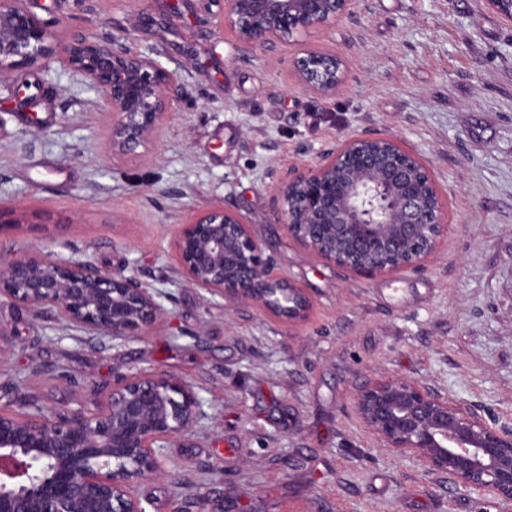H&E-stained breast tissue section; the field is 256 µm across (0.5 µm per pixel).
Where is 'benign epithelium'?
Listing matches in <instances>:
<instances>
[{
	"instance_id": "obj_1",
	"label": "benign epithelium",
	"mask_w": 512,
	"mask_h": 512,
	"mask_svg": "<svg viewBox=\"0 0 512 512\" xmlns=\"http://www.w3.org/2000/svg\"><path fill=\"white\" fill-rule=\"evenodd\" d=\"M28 0H0V75L25 89L26 70L58 62L79 74L110 116L114 159L142 155L177 115L185 84L124 34L61 40ZM219 31L265 52L328 30L358 0H212ZM297 83L331 103L346 77L342 56L306 49L291 60ZM275 220L327 262L357 273L418 269L447 228L446 204L425 161L390 137L356 135L287 170L275 184ZM20 220L0 202V235ZM182 276L233 304L300 319L309 300L272 275L251 222L225 209L181 225ZM49 309L92 337L134 336L164 312L162 291L74 258L24 254L0 261V298ZM354 409L380 445L481 491L512 512V427L416 380L376 377L356 387ZM205 416L192 384L173 374L123 376L94 412L57 415L0 406V512H147L140 480L166 475L167 448Z\"/></svg>"
}]
</instances>
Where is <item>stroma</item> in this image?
I'll list each match as a JSON object with an SVG mask.
<instances>
[{"label": "stroma", "instance_id": "1", "mask_svg": "<svg viewBox=\"0 0 512 512\" xmlns=\"http://www.w3.org/2000/svg\"><path fill=\"white\" fill-rule=\"evenodd\" d=\"M57 36L125 32L183 80L158 145L115 160L97 95L59 63L29 71L24 103L0 76V201L49 216L0 236V260L74 256L163 291L146 331L93 338L54 312L0 300V405L92 411L118 379L164 372L207 413L172 473L143 481L152 512H200L230 492L253 512H500L365 431L356 385L418 380L512 426V24L485 0H361L354 18L263 53L216 31L206 0H30ZM345 57L327 104L288 62ZM401 139L422 156L448 227L421 268L359 275L275 223L274 185L351 135ZM251 220L275 276L311 305L301 321L188 284L174 240L197 213Z\"/></svg>", "mask_w": 512, "mask_h": 512}]
</instances>
